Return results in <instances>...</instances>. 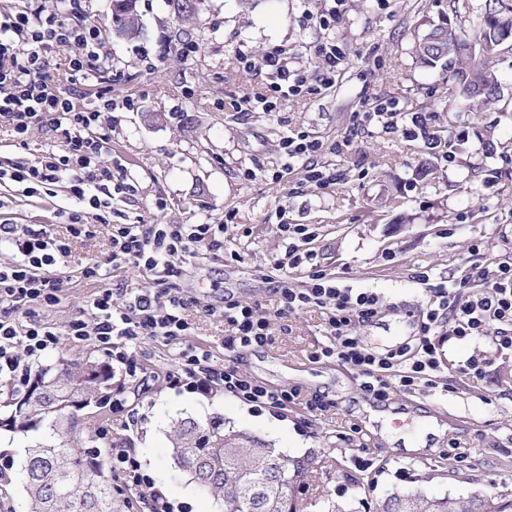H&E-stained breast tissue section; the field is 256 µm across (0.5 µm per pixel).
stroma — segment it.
<instances>
[{"label": "stroma", "instance_id": "obj_1", "mask_svg": "<svg viewBox=\"0 0 512 512\" xmlns=\"http://www.w3.org/2000/svg\"><path fill=\"white\" fill-rule=\"evenodd\" d=\"M322 0H202L193 23L179 24L164 0H138L144 34L133 41L107 38L102 51L112 61V77L95 93L113 102L108 120L111 138L104 160L116 182L125 184L112 205L124 220L155 224L214 222L232 214L224 248H199L182 259L183 273L168 282L169 293L187 298L191 330L188 343L210 351L216 364L237 368L272 388L295 387L329 404L324 415L303 405L277 413L258 411L222 391L209 395L169 388L166 377L179 367L178 347L144 338L137 357L155 382L146 392L126 386L129 408L138 426L131 444L156 486L187 512H221L222 506L179 476L170 456L169 434L175 421H203L219 414L235 428L253 433L280 451L313 456L314 464L298 492L302 512H377L393 493L421 491L431 496L499 501L512 497V348L496 347L494 336L458 339L439 329L434 342L440 367L433 384L391 393L379 402L366 395L356 373L334 360L314 359L325 343L327 316L319 309L276 314L271 291L280 278L305 287L303 268L280 271L285 253L278 227L307 224L316 236L308 244L327 272L354 288L380 294L383 308L370 323L352 332L368 346L408 342L417 332L415 314L430 302L417 272L432 284L469 277L471 245H480L487 261L512 259V58L498 65L500 100L471 112L450 105L441 69L420 64L411 47L416 32L447 19L448 0H348L332 36L349 58L333 88L288 101L282 111L233 112L231 101L244 92L264 91L266 69L237 68L238 54L261 57L274 48L292 54L297 68L313 69V50L323 38L307 18ZM198 43L183 57L181 40ZM136 100L127 107L126 96ZM380 99L397 100L404 111L426 103L433 129L448 133L468 126L469 139L454 164L437 159L422 140L408 141L381 128L363 129L361 116ZM305 131L324 144L323 162L335 172L334 184L297 191L301 169L281 180L285 157L281 141ZM350 147H343L345 137ZM54 137L34 130L19 145L8 127H0V165L31 160L52 148ZM257 172L244 179L245 169ZM495 184L484 190L487 174ZM168 200L154 207L156 196ZM7 206L0 216L18 224H49L57 236L70 227L54 212L64 196L29 200L17 187H0ZM72 239V257L59 299L35 305L38 319L61 333L57 351L42 359L56 366L63 357L107 365L111 359L93 341H73L69 323L89 319L95 292L112 288L128 299L151 288L149 272L112 267L98 223ZM100 261L107 276L90 281L86 263ZM230 302L258 307L272 317L275 341L251 349L224 346L225 326L208 306ZM484 360L482 377L466 374L471 359ZM384 412L400 435L416 434L425 418L445 425L419 451L393 449L381 436L371 412ZM468 448L451 455V442ZM369 461L357 467L358 457Z\"/></svg>", "mask_w": 512, "mask_h": 512}]
</instances>
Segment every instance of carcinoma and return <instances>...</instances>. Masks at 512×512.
Instances as JSON below:
<instances>
[{
	"label": "carcinoma",
	"mask_w": 512,
	"mask_h": 512,
	"mask_svg": "<svg viewBox=\"0 0 512 512\" xmlns=\"http://www.w3.org/2000/svg\"><path fill=\"white\" fill-rule=\"evenodd\" d=\"M138 0H112L110 33L125 32L127 40L141 37ZM201 0H166L181 22L190 21ZM413 52L423 64L448 69V86L462 90L475 109L498 101L495 62L512 55V0H486L485 10L465 28L451 21L418 35ZM61 359L53 372L42 369L25 390L13 392L0 414V429L12 432L44 430V439L28 447L18 461L27 494L28 512H122L114 497L112 474L105 466L108 452L101 439L81 437L83 401L106 415L112 391V370L93 363ZM171 456L177 471L204 495L219 501L224 512H298L295 492L310 473L314 460L292 457L261 438L224 427L218 416L181 420L171 435ZM379 512H488L480 497L466 500L430 497L423 493L391 495Z\"/></svg>",
	"instance_id": "carcinoma-1"
}]
</instances>
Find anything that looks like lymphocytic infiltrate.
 Masks as SVG:
<instances>
[{
	"label": "lymphocytic infiltrate",
	"instance_id": "f902f5d3",
	"mask_svg": "<svg viewBox=\"0 0 512 512\" xmlns=\"http://www.w3.org/2000/svg\"><path fill=\"white\" fill-rule=\"evenodd\" d=\"M319 85L330 88L347 64V56L334 38H324L314 50ZM275 74L264 95L243 94L234 103L240 112L276 111L288 98L301 95L309 75L294 68L286 51L275 49L262 60ZM112 62L102 51V30L88 16L87 0H59L42 6L38 13L28 10L0 13V125L12 128L17 139L27 140L33 128L52 127L55 149L35 159L0 167V183L20 187L23 196H55L65 190L76 207L70 210V224L94 219L105 228L112 265H127L148 271L156 284L117 303L111 289L99 291L91 301L90 320L71 322L69 336L80 340L94 337L113 361L122 365L126 376L148 383L150 376L136 357L140 341L147 336L179 344L181 367L167 377L169 387L188 389L203 395L220 388L234 393L257 409L287 408L297 394L288 389H272L248 379L234 368H215L210 354L184 343L190 324L185 311L187 300L162 295L160 285L178 275V258L193 255L201 245L219 250L224 246L225 224H116L112 221V165L102 157V145L109 138L106 113L112 103L96 99L78 100L76 89H62L54 77L63 72L71 80L84 78L92 70L108 71ZM431 117L424 112H402L398 101L385 100L362 114L363 127L381 126L409 140L423 139L428 149L443 142H465L466 129L451 130L447 139L430 131ZM289 166H301L302 185L323 187L332 173L319 164L322 142L304 131L283 140ZM0 251L9 252V262L0 264V304L9 309L0 316V375L10 376L17 386H25L33 364L43 354L57 348L59 333L38 319L20 325L11 312L29 311L31 304L56 302L62 288V270L71 256L69 243L57 237L46 224L0 222ZM471 268L484 283L480 292L468 293V281L453 285L430 282L428 272L418 281L427 284L432 296L422 314L414 343H405L384 353L372 352L352 334L354 322L376 317L382 300L369 289L343 285L340 278L312 271L310 283L292 288L280 283L277 293L283 309L305 307L331 309L329 341L317 358L336 359L357 369L364 392L387 397L391 389L410 391L429 380L439 367L431 335L436 328L449 326L451 335H486L491 323L512 324V263L495 267L483 264L479 248H472ZM224 322L232 330L225 341L230 348L263 346L272 340L270 322L257 308L238 303L224 307ZM114 479L122 486L144 493V512H173V506L145 471L134 449L115 445L106 461Z\"/></svg>",
	"mask_w": 512,
	"mask_h": 512
}]
</instances>
